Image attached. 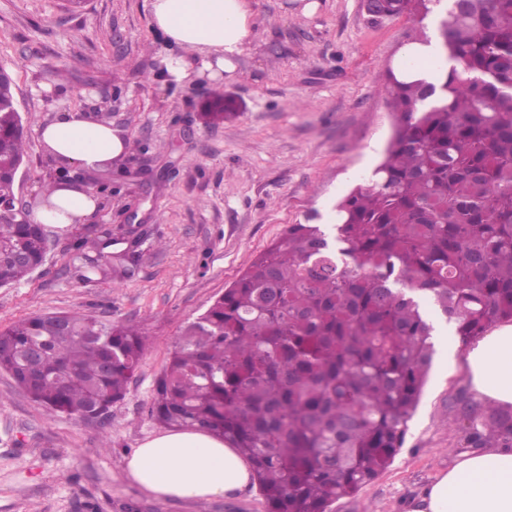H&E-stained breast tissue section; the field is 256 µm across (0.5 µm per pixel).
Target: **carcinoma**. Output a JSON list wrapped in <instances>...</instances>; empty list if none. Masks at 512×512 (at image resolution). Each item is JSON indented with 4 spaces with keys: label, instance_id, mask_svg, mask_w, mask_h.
Listing matches in <instances>:
<instances>
[{
    "label": "carcinoma",
    "instance_id": "carcinoma-1",
    "mask_svg": "<svg viewBox=\"0 0 512 512\" xmlns=\"http://www.w3.org/2000/svg\"><path fill=\"white\" fill-rule=\"evenodd\" d=\"M441 0H381L416 25ZM448 70L387 69L394 133L336 224H291L179 336L154 390L162 426L204 429L248 458L268 512H331L403 447L434 354L423 301L466 340L512 320V0H448ZM236 107L202 113L207 123ZM20 113L0 106V166L24 161ZM41 224L0 221V287L46 255ZM123 275L112 227L72 246L90 282ZM147 351L135 327L44 313L0 330V370L55 414L123 400ZM512 439V417L475 433Z\"/></svg>",
    "mask_w": 512,
    "mask_h": 512
}]
</instances>
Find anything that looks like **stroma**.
<instances>
[{
	"label": "stroma",
	"instance_id": "obj_1",
	"mask_svg": "<svg viewBox=\"0 0 512 512\" xmlns=\"http://www.w3.org/2000/svg\"><path fill=\"white\" fill-rule=\"evenodd\" d=\"M313 11H306V4ZM254 34L234 75L212 80L198 57L181 85L157 80L168 45L146 0H0V65L13 75L27 142L16 195L36 209L56 169L40 128L62 112L110 120L127 154L98 173L112 185L83 228L49 236L44 264L0 287V329L41 313L79 312L137 326L151 346L108 414H53L0 372V512H267L257 488L205 502L160 500L128 479L136 448L159 434L156 381L196 321L288 225L336 204L368 179L392 133L386 70L410 44L405 18H375L361 0H250ZM241 110L198 118L215 94ZM127 229L141 259L121 287L82 282L69 268L76 235ZM434 355L405 443L393 463L332 512H408L437 474L471 452L487 404L460 361L466 342L436 310ZM110 448H102V439Z\"/></svg>",
	"mask_w": 512,
	"mask_h": 512
}]
</instances>
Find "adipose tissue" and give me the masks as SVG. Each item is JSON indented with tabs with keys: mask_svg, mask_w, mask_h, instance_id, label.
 Instances as JSON below:
<instances>
[{
	"mask_svg": "<svg viewBox=\"0 0 512 512\" xmlns=\"http://www.w3.org/2000/svg\"><path fill=\"white\" fill-rule=\"evenodd\" d=\"M150 23L170 46L159 73L170 84L188 77L187 55L199 56L211 78L234 73L252 34L249 0H147ZM437 40L409 45L398 64L410 78L433 80L445 63ZM48 154L87 172L123 157L128 139L111 122L88 112H64L41 128ZM89 188L53 189L31 215L62 234L97 208ZM474 390L487 402L512 406V324L474 342L466 352ZM126 474L158 499L200 502L244 491L253 483L250 462L223 439L195 429L146 440ZM410 512H512V448H480L461 455L421 492Z\"/></svg>",
	"mask_w": 512,
	"mask_h": 512,
	"instance_id": "1",
	"label": "adipose tissue"
}]
</instances>
